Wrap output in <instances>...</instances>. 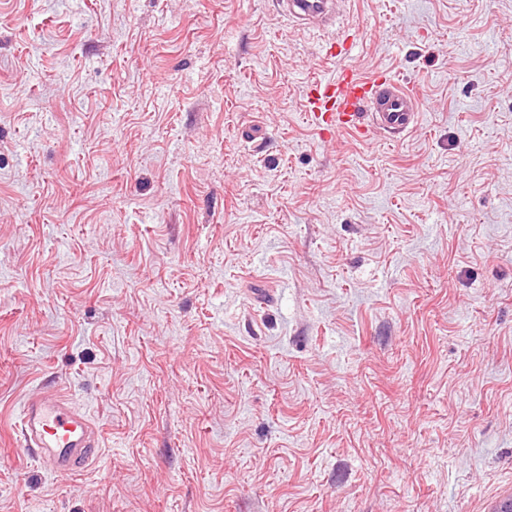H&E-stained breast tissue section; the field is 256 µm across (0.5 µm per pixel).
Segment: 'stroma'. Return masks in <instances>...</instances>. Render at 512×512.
<instances>
[{
	"instance_id": "35a3bbf8",
	"label": "stroma",
	"mask_w": 512,
	"mask_h": 512,
	"mask_svg": "<svg viewBox=\"0 0 512 512\" xmlns=\"http://www.w3.org/2000/svg\"><path fill=\"white\" fill-rule=\"evenodd\" d=\"M422 112L324 138L276 0H0V512L512 493V0H342ZM100 431L51 473L14 428ZM15 427L23 447L53 473L78 474L98 457V428L74 399L61 391L27 399Z\"/></svg>"
}]
</instances>
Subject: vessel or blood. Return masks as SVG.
<instances>
[{"mask_svg":"<svg viewBox=\"0 0 512 512\" xmlns=\"http://www.w3.org/2000/svg\"><path fill=\"white\" fill-rule=\"evenodd\" d=\"M277 4L290 21L326 32L324 52L329 59H342L347 43L362 37L357 28L336 31V0H277ZM305 101L307 121L323 137L339 132L399 136L418 121L413 95L383 72L365 77L340 67L335 80L309 82ZM16 428L29 454L56 474L80 473L99 453L98 428L70 395L60 391L27 399Z\"/></svg>","mask_w":512,"mask_h":512,"instance_id":"obj_1","label":"vessel or blood"}]
</instances>
